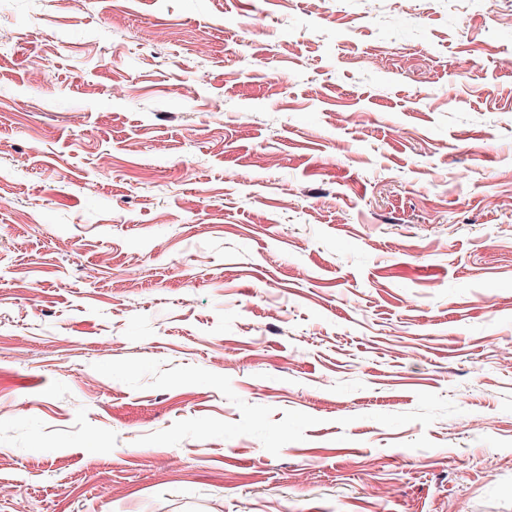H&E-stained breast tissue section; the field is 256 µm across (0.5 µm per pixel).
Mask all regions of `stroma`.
<instances>
[{"label":"stroma","instance_id":"1","mask_svg":"<svg viewBox=\"0 0 512 512\" xmlns=\"http://www.w3.org/2000/svg\"><path fill=\"white\" fill-rule=\"evenodd\" d=\"M306 2L0 0V512H512V0Z\"/></svg>","mask_w":512,"mask_h":512}]
</instances>
